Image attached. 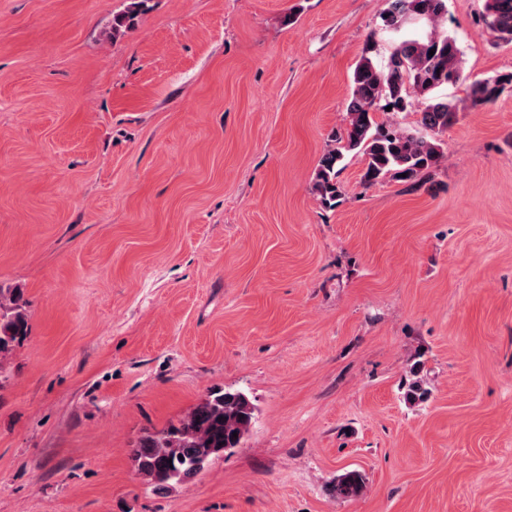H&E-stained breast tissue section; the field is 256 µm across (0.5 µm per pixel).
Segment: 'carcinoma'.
Segmentation results:
<instances>
[{
    "instance_id": "1",
    "label": "carcinoma",
    "mask_w": 512,
    "mask_h": 512,
    "mask_svg": "<svg viewBox=\"0 0 512 512\" xmlns=\"http://www.w3.org/2000/svg\"><path fill=\"white\" fill-rule=\"evenodd\" d=\"M148 0H130L126 11L112 18V37L135 26ZM447 11L446 0H389L384 27L394 32L415 17L432 24ZM484 27L512 43V0H485ZM434 55H429L430 50ZM462 61L456 40L436 29L395 45L383 62L376 57V43L362 51L351 79L346 127L333 135L314 171L313 186L322 203L334 208L343 188L337 177L350 153L362 156L366 185L389 179L421 184L429 180L444 156L442 135L458 121L460 112L495 102L512 91V72L474 80L464 97L447 98L435 90L460 81ZM422 96L418 128L404 131L391 122L377 120V112H403L410 92ZM30 330L29 301L22 288L0 285V384L6 364ZM255 418L248 396L236 389L209 393L177 422L147 432L130 450L135 471L157 491L184 484L203 472L228 449L237 448L250 432ZM363 475L347 471L336 477V497L351 499L363 489Z\"/></svg>"
}]
</instances>
